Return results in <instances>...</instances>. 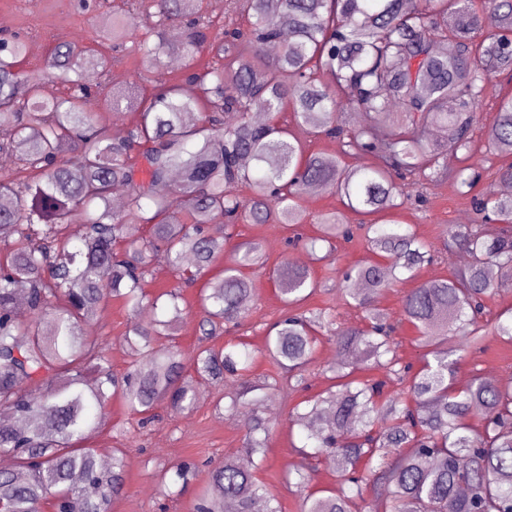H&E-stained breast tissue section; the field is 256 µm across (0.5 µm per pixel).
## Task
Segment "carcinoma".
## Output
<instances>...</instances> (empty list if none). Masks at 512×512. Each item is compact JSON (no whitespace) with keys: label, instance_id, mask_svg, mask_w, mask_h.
<instances>
[{"label":"carcinoma","instance_id":"1","mask_svg":"<svg viewBox=\"0 0 512 512\" xmlns=\"http://www.w3.org/2000/svg\"><path fill=\"white\" fill-rule=\"evenodd\" d=\"M247 16L246 28L213 27L203 0H124L127 10L97 34L101 45L122 46L132 19L145 21L138 51L152 59L177 55L185 77L166 81L144 96L99 83L82 73L120 63L82 40L55 46L47 70L24 72L25 40L0 48V454L14 468L0 470L4 512H108L124 488L126 451L116 448L108 467L85 445L99 422L94 410L113 397L142 422L165 400L179 413L197 405L201 386H235L229 409H253L245 439L252 465L233 456L211 470V488L197 512H282L256 477L266 461L271 422L267 393L305 383L318 335L336 337L346 363L328 368L331 385L289 412V425L306 432L313 447L300 454L328 455L349 490L331 496L305 492L308 476L296 471L300 512H363L370 475L383 493L369 512H512V377L476 375L458 387V360L441 349L448 336L476 347L486 337L479 315L484 298L502 287L493 269L512 273V195L492 192L473 201L477 219L448 234V249L468 255L465 268L422 283L402 298V313L415 329L424 365L402 361L393 326L378 306L380 294L415 276L433 259L410 224L396 220L361 224L371 257L344 271L338 286L362 313L361 326H335L325 309L305 310L318 282L309 269L286 263L272 273L289 314L269 326L262 354L277 373L250 378L253 358L237 345L204 341L241 325L251 310L253 281L245 270L264 264L257 242L235 243L241 220L300 224L303 189L311 184L338 195L363 216L401 207L403 182L422 184L446 172L459 193L473 188L468 164L471 128L497 74L512 70V0H229ZM184 20L178 42L166 38ZM293 40L275 59L264 55L280 40L282 25ZM451 42L450 53L439 51ZM67 86L47 99V76ZM358 114L354 129L338 120L339 93ZM135 121L114 139L91 101ZM268 119L256 122L253 106ZM342 141L356 163L306 153L279 115ZM504 159L497 179L512 183V96L499 99L485 131ZM28 173L33 181L18 177ZM248 183L251 197L236 187ZM127 189L112 209L116 186ZM490 212L496 225L481 219ZM85 226L74 241L69 226ZM331 244L353 237L336 212L318 219ZM224 225V235L208 231ZM148 235L136 237L139 226ZM231 250L222 275L208 277ZM163 262L187 285L203 282L199 301L201 343L189 353L167 346L185 319L177 290L148 291L155 263ZM24 297L29 317L17 316ZM133 314L125 333L130 362L112 372L107 339L91 332L109 298ZM492 335L512 342V308L497 317ZM381 369L384 380H364L354 360ZM191 375H185L186 370ZM486 410L482 424L469 416ZM167 495L195 479L188 463L155 468Z\"/></svg>","mask_w":512,"mask_h":512}]
</instances>
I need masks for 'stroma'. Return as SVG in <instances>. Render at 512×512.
<instances>
[{
  "label": "stroma",
  "mask_w": 512,
  "mask_h": 512,
  "mask_svg": "<svg viewBox=\"0 0 512 512\" xmlns=\"http://www.w3.org/2000/svg\"><path fill=\"white\" fill-rule=\"evenodd\" d=\"M88 8L81 9L77 0H0V18L6 22L0 27V36L17 33L28 45L37 46L36 55L26 56L22 69L44 68L54 48L61 41L81 36L89 48L97 46V32L112 23V0H88ZM121 73L123 86H138L141 94L156 91L154 77L139 56H125L120 65H107L95 69V82H111L114 73ZM498 109L495 96H488L479 111L473 130L471 164L479 174L474 187L481 194L496 190V170L501 163L487 145L485 131L496 118ZM408 200L398 213L403 223L412 225L417 235L434 252L433 262L420 268L415 279L406 280L383 292L379 305L395 325L394 338L399 344V354L404 362L420 366L422 353L414 342V328L401 316V299L406 291L434 279H443L460 268V251L448 252L444 244L449 226L471 221L473 209L470 196L458 193L452 182L437 178L421 186H406ZM293 229L283 224L239 223V240L260 242L266 264L251 270L254 284L251 316L239 327L223 335V342H242L249 347H261L265 327L278 320L283 304L272 282V272L282 263L290 261L309 267L314 278L322 284L321 291L312 296L309 307L330 309L340 321L356 325L361 313L347 304L338 286L341 270L357 264L368 256L362 237L346 241L335 239L333 258L316 259L315 254L325 251V244H318L316 252H309L304 244L288 247L287 238ZM132 315L121 301L105 302L93 325L94 333L106 336L112 355V369L125 372L129 357L124 344V334ZM446 346L459 354L456 374L458 386H465L476 374L493 379L512 376V344L487 336L476 348L465 347L459 337H449ZM338 361V348L334 341L325 339L318 346L312 363L306 371L307 386L303 389L274 391L266 400L268 414L274 428L267 442L266 465L259 473L260 480L282 506V512H299V494L289 487L285 477L289 471L299 469L308 473L309 488L331 494L341 486V478L328 457L303 458L299 452L305 444L302 430H290L289 411L306 395H313L329 385L324 376L326 367ZM219 395L216 389L206 390L196 408L179 414L170 413L165 404L155 409L159 419L147 427H139L128 415L120 401H112L105 409L103 425L90 441L96 449H127L125 489L113 498L110 512H194L197 495L210 482L213 463L227 455H240L246 434L248 408L234 411L217 408ZM189 460L197 466V477L190 487L175 497H165L159 492L154 477L155 460Z\"/></svg>",
  "instance_id": "stroma-1"
}]
</instances>
